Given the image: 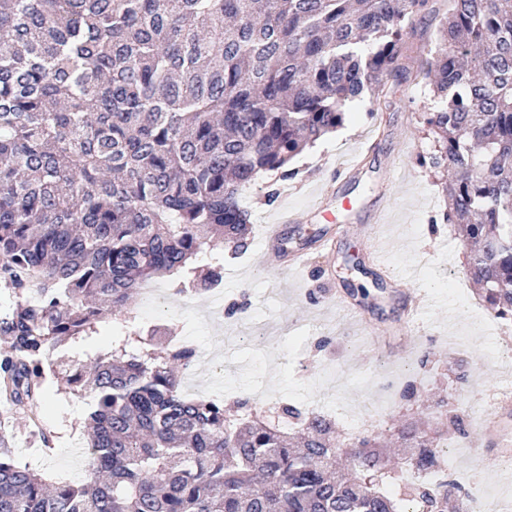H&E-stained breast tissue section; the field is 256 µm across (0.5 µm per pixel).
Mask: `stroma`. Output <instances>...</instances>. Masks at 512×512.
Instances as JSON below:
<instances>
[{"instance_id":"stroma-1","label":"stroma","mask_w":512,"mask_h":512,"mask_svg":"<svg viewBox=\"0 0 512 512\" xmlns=\"http://www.w3.org/2000/svg\"><path fill=\"white\" fill-rule=\"evenodd\" d=\"M449 10L450 0H426L377 111L352 108L341 128L297 157L296 179L279 183L267 174L242 190L253 220L248 252L231 258L218 244L195 260L203 266L223 257L224 303L239 304L238 312L215 313L212 296L177 293L178 277L166 276L156 281L165 307L139 299L132 313H105L93 336L69 341L70 352L91 362L123 333L169 326L199 354L182 374L184 392L228 402L247 395L267 408L293 401L330 416L349 444L370 433L390 441L399 425L418 419L435 432L448 410L469 407L467 435L442 438L443 473L464 484L483 512H502L512 500V447H482L479 433L512 381V330L500 329L476 294L467 250L443 220L441 176L429 164L435 144L420 68ZM343 164L354 172L338 175ZM272 184L278 194L269 202ZM286 211L292 222L268 243L265 225ZM379 222L386 229L377 267L368 231ZM323 235L333 244L328 257L316 252ZM297 249L312 255L301 269L261 262L265 252ZM415 289L430 301L417 317L405 306ZM375 327L380 337H372ZM463 368L470 376L461 384ZM86 409V397L54 378L34 411L8 412L0 398V434L22 462L78 485L88 471ZM45 432L54 438L49 454Z\"/></svg>"}]
</instances>
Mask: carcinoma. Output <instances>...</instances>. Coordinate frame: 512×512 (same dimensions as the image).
Here are the masks:
<instances>
[{
  "label": "carcinoma",
  "mask_w": 512,
  "mask_h": 512,
  "mask_svg": "<svg viewBox=\"0 0 512 512\" xmlns=\"http://www.w3.org/2000/svg\"><path fill=\"white\" fill-rule=\"evenodd\" d=\"M425 0H0V382L35 402L46 370L88 397L87 481H53L0 434V512H403L377 483L374 436L346 446L334 421L288 401L280 423L249 399L184 394L186 344L158 326L95 360L68 355L105 309L126 312L143 282L189 277L202 293L224 263L192 266L218 239L250 246L242 188L372 104ZM424 69L434 168L450 179L444 219L475 244L468 273L512 318V0H453ZM299 425L295 440L284 426ZM407 465L442 470L416 426ZM422 512H480L458 481L408 489Z\"/></svg>",
  "instance_id": "1"
}]
</instances>
